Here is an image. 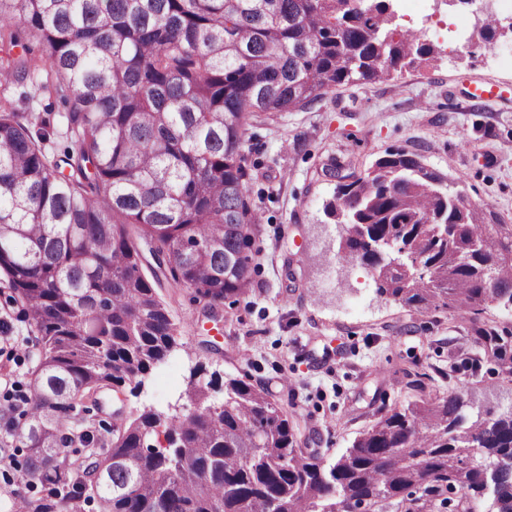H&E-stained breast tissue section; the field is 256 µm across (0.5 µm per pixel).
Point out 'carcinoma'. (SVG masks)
Segmentation results:
<instances>
[{
    "mask_svg": "<svg viewBox=\"0 0 512 512\" xmlns=\"http://www.w3.org/2000/svg\"><path fill=\"white\" fill-rule=\"evenodd\" d=\"M393 19L388 0H0V277L39 333L20 438L58 512L93 494L103 512H368L400 509L418 487L448 512L455 494L512 512V469L484 479L512 459V410L473 416L459 391L386 413L329 466L298 453L287 414L242 379L215 417L200 385L186 413L127 417L104 455L70 458L65 425L85 393L133 384L173 347L164 283L212 304L248 294L249 128L440 54ZM30 83L61 99L76 151L48 158L18 108ZM325 176L327 216L389 251L378 292L462 317L512 304V225L458 207L462 193L416 155ZM472 330L506 355L495 327Z\"/></svg>",
    "mask_w": 512,
    "mask_h": 512,
    "instance_id": "cac0c4a2",
    "label": "carcinoma"
}]
</instances>
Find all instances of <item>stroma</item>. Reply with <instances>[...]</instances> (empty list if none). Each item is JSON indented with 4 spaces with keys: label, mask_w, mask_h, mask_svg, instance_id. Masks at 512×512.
Instances as JSON below:
<instances>
[{
    "label": "stroma",
    "mask_w": 512,
    "mask_h": 512,
    "mask_svg": "<svg viewBox=\"0 0 512 512\" xmlns=\"http://www.w3.org/2000/svg\"><path fill=\"white\" fill-rule=\"evenodd\" d=\"M495 84L498 98L477 101L474 88ZM47 123L48 153L73 149L66 112L35 97ZM247 199L259 213L257 252L248 296L210 306L190 288L161 289L178 327L176 344L138 386H107L69 426L82 422L103 442L132 412L165 416L191 407L193 382L211 385L215 402L232 379L263 387L288 414L303 455L329 464L381 416L418 395L456 390L505 412L512 376L488 356L471 324L448 310L422 312L378 294L370 266L341 260L344 228L324 212L335 185L322 174L329 160L363 173L385 152L403 149L448 180L477 208L512 224V70L478 47L467 55L441 45L432 66L391 79L325 90L321 100L249 129ZM0 285V512L19 496L40 498L24 472L26 450L7 422H19L40 346L30 320Z\"/></svg>",
    "instance_id": "obj_1"
}]
</instances>
